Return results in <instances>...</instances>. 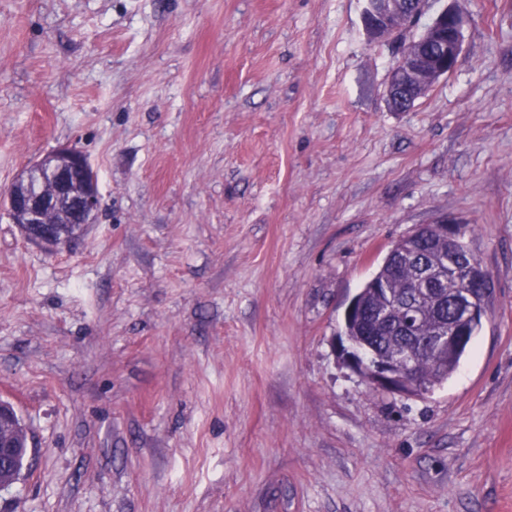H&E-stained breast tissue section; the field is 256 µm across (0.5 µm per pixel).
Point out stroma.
<instances>
[{
  "mask_svg": "<svg viewBox=\"0 0 512 512\" xmlns=\"http://www.w3.org/2000/svg\"><path fill=\"white\" fill-rule=\"evenodd\" d=\"M363 0H0V190L60 145L96 223L0 208V399L33 441L0 512H512V0L455 9L407 112ZM441 214L494 293L456 372L389 395L334 347ZM463 42V18L460 13L449 9L434 18L417 36L406 41L410 49V60L398 69H392L390 83L386 90L389 107L395 112H407L410 103L401 97L407 88L432 87L441 78H447L456 68ZM432 44L433 50L426 54L418 44ZM428 88V89H429ZM410 108V109H409ZM409 109V110H408ZM407 110V111H406Z\"/></svg>",
  "mask_w": 512,
  "mask_h": 512,
  "instance_id": "35a3bbf8",
  "label": "stroma"
}]
</instances>
